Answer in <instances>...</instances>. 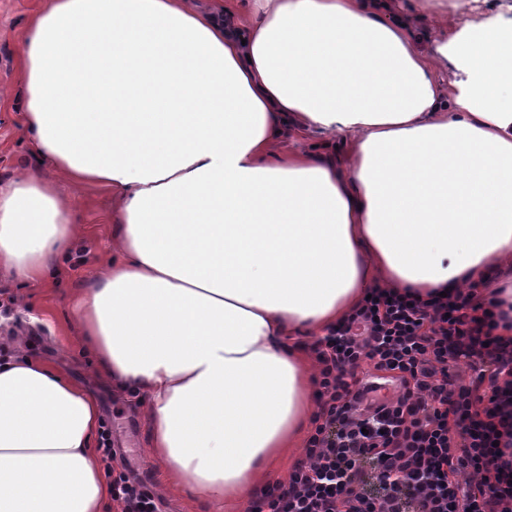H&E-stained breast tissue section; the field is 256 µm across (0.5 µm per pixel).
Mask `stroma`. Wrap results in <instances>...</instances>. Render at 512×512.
<instances>
[{
	"label": "stroma",
	"mask_w": 512,
	"mask_h": 512,
	"mask_svg": "<svg viewBox=\"0 0 512 512\" xmlns=\"http://www.w3.org/2000/svg\"><path fill=\"white\" fill-rule=\"evenodd\" d=\"M43 4L44 0H0V186L21 176L56 183L62 203L77 215L78 233L58 259L56 278L22 281L0 269V333L33 337L30 354L85 383L96 395L118 459L126 461L162 498L164 512H250L237 501H204L168 482L152 460L149 424L138 398L113 388L105 378L94 377L92 352L75 343L80 333L75 302L115 247L118 203L106 185L70 184L53 164L34 153L24 130L27 95L20 68L22 39L28 21ZM499 12L512 19V0H392L390 9L391 15L411 17L415 45L421 50L448 26ZM294 151L347 159L342 135L326 132L286 137L275 149L282 157Z\"/></svg>",
	"instance_id": "35a3bbf8"
}]
</instances>
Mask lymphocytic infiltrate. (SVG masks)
<instances>
[{
    "label": "lymphocytic infiltrate",
    "instance_id": "1",
    "mask_svg": "<svg viewBox=\"0 0 512 512\" xmlns=\"http://www.w3.org/2000/svg\"><path fill=\"white\" fill-rule=\"evenodd\" d=\"M314 350L321 407L305 458L250 512H512V315L484 282L426 299L371 289ZM380 380L398 395L370 399ZM112 500L161 512L125 473Z\"/></svg>",
    "mask_w": 512,
    "mask_h": 512
}]
</instances>
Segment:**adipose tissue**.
I'll return each instance as SVG.
<instances>
[{
  "instance_id": "1",
  "label": "adipose tissue",
  "mask_w": 512,
  "mask_h": 512,
  "mask_svg": "<svg viewBox=\"0 0 512 512\" xmlns=\"http://www.w3.org/2000/svg\"><path fill=\"white\" fill-rule=\"evenodd\" d=\"M45 0L23 35L25 129L74 185L120 199L117 249L77 303L95 376L141 395L150 452L244 499L311 410L286 338L367 289L419 294L512 266V21L416 49L383 0ZM335 129L347 167L282 158ZM77 224L51 183L0 187V268L57 273ZM0 512H106L96 397L0 342Z\"/></svg>"
}]
</instances>
